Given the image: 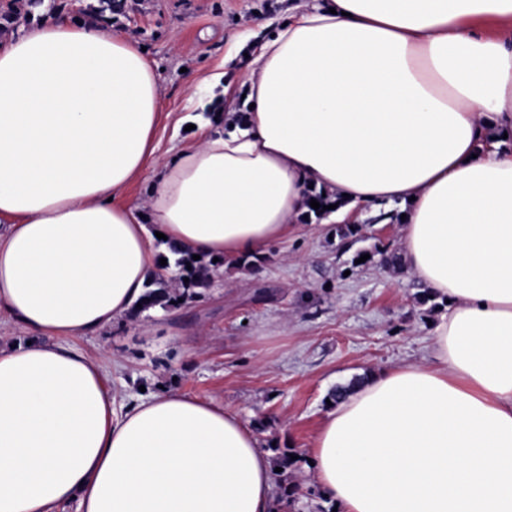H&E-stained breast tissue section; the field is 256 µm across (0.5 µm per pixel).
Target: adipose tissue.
<instances>
[{"label":"adipose tissue","instance_id":"obj_1","mask_svg":"<svg viewBox=\"0 0 512 512\" xmlns=\"http://www.w3.org/2000/svg\"><path fill=\"white\" fill-rule=\"evenodd\" d=\"M156 157L159 75L124 35L31 26L0 45V512H280L272 454L215 398L117 405L75 346L186 250L287 240L311 191L398 205L399 256L444 305L428 362L328 405L310 451L338 512H512V0H312L252 61L246 112ZM145 202L120 194L144 172Z\"/></svg>","mask_w":512,"mask_h":512}]
</instances>
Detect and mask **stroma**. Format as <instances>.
I'll return each mask as SVG.
<instances>
[{
  "label": "stroma",
  "instance_id": "1",
  "mask_svg": "<svg viewBox=\"0 0 512 512\" xmlns=\"http://www.w3.org/2000/svg\"><path fill=\"white\" fill-rule=\"evenodd\" d=\"M300 0H24L0 29L5 42L41 22H86L120 32L156 68L162 86L156 156L166 161L190 145L178 127L187 86L223 71L219 111H243L249 57L270 40ZM356 237H337L336 221L303 216L297 233L252 260V276L232 272L185 305L132 313L79 339L86 352L112 359L110 383L129 403L141 390L175 386L220 399L250 425L264 422L266 444L293 448L300 512L321 503L309 448L337 384L423 361L441 308L422 301V282L379 253L398 245L400 211L377 205L347 216ZM371 253L352 266L356 253Z\"/></svg>",
  "mask_w": 512,
  "mask_h": 512
}]
</instances>
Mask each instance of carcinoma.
I'll use <instances>...</instances> for the list:
<instances>
[{
  "instance_id": "cac0c4a2",
  "label": "carcinoma",
  "mask_w": 512,
  "mask_h": 512,
  "mask_svg": "<svg viewBox=\"0 0 512 512\" xmlns=\"http://www.w3.org/2000/svg\"><path fill=\"white\" fill-rule=\"evenodd\" d=\"M222 264H224L222 260L206 262L202 259L195 260L188 253L181 254L175 260L178 274L170 278L162 274L155 277L150 283L151 289L146 292L141 301V307L149 308L158 305L162 308H169L172 306V302L186 298L190 289L210 287L209 268ZM272 451L276 466L282 468V471L278 473L280 500L288 505V509L293 510L299 500L297 486L289 480V474L297 464V461L291 459L294 451L288 447H274Z\"/></svg>"
}]
</instances>
